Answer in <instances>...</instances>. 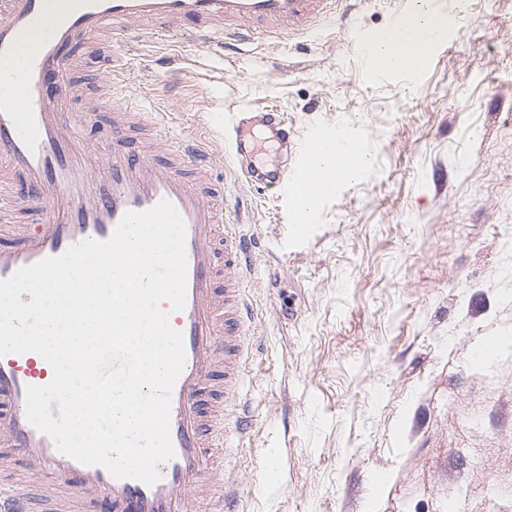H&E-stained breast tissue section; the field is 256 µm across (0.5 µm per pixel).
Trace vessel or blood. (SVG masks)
Masks as SVG:
<instances>
[{
  "label": "vessel or blood",
  "mask_w": 512,
  "mask_h": 512,
  "mask_svg": "<svg viewBox=\"0 0 512 512\" xmlns=\"http://www.w3.org/2000/svg\"><path fill=\"white\" fill-rule=\"evenodd\" d=\"M339 0H0V279L85 239H109L126 212L160 200L186 226L183 310L170 322L181 332L185 364L172 391L170 435L175 456L152 485L114 478L60 453L26 416V389L54 372L39 354L0 357V512H234L237 482L222 456L240 433L244 406L241 359L254 318L245 293L252 243L221 223L224 192L211 178L209 153L192 139L130 150L123 138L141 113L112 101V148L103 165L78 130L96 115L76 109L77 52L91 50L112 66V37L129 27L180 22L197 42L218 34L246 38L252 23L275 34H314ZM272 137L306 163L315 135L297 139L283 118L263 113ZM39 212L29 226L15 213ZM49 478L31 497L24 469Z\"/></svg>",
  "instance_id": "b4317fda"
}]
</instances>
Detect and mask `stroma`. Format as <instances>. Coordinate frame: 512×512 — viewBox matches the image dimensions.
<instances>
[{
  "mask_svg": "<svg viewBox=\"0 0 512 512\" xmlns=\"http://www.w3.org/2000/svg\"><path fill=\"white\" fill-rule=\"evenodd\" d=\"M410 0H356L314 36L230 50L175 36L112 41V85L171 139L204 137L224 222L256 242L230 444L239 512H512V0L447 15L419 73L371 77L353 39ZM275 109L298 132L348 130L372 157L297 230L224 136Z\"/></svg>",
  "mask_w": 512,
  "mask_h": 512,
  "instance_id": "1",
  "label": "stroma"
}]
</instances>
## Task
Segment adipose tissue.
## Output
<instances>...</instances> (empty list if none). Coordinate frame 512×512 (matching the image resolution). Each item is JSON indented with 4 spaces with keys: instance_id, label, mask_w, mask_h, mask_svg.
I'll use <instances>...</instances> for the list:
<instances>
[{
    "instance_id": "obj_1",
    "label": "adipose tissue",
    "mask_w": 512,
    "mask_h": 512,
    "mask_svg": "<svg viewBox=\"0 0 512 512\" xmlns=\"http://www.w3.org/2000/svg\"><path fill=\"white\" fill-rule=\"evenodd\" d=\"M371 158L353 137L321 134L319 146L300 172L299 194L294 205V222L309 223L316 201L331 193L337 184L355 179L370 169Z\"/></svg>"
}]
</instances>
